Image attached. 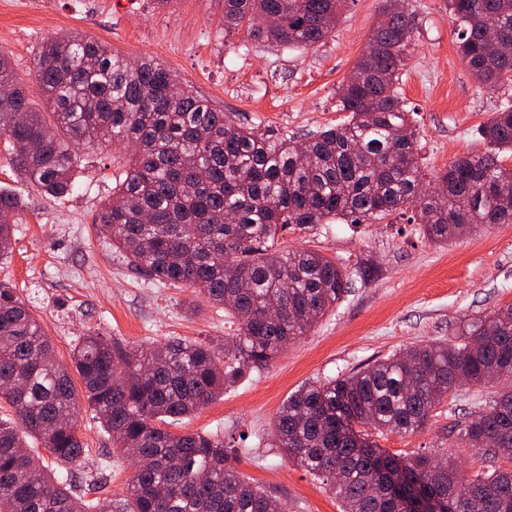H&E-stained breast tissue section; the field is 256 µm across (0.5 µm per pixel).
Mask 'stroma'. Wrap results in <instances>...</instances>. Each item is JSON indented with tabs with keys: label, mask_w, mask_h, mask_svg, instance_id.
I'll use <instances>...</instances> for the list:
<instances>
[{
	"label": "stroma",
	"mask_w": 512,
	"mask_h": 512,
	"mask_svg": "<svg viewBox=\"0 0 512 512\" xmlns=\"http://www.w3.org/2000/svg\"><path fill=\"white\" fill-rule=\"evenodd\" d=\"M382 2L352 0L329 37L304 49L251 39L243 26L225 32L217 0H0V52L29 86L41 42L77 32L116 52L155 58L242 126L300 137L346 121L336 91L363 53ZM407 2L416 26L399 91L432 174L486 151L480 128L512 96V86L487 90L466 69L448 0ZM9 148L0 136V191L18 197L21 207L12 218L11 255L0 262V282L28 302L61 360H69L78 337L90 331L144 348L173 336L233 334L223 308L192 289L146 278L104 236L98 213L127 165L120 146L83 150L74 189L62 197L29 185L12 168ZM278 246L315 250L351 268L369 262L378 275L369 282L352 278L314 329L181 428L223 438L233 465L280 499L285 512H340L319 479L269 446L281 405L305 383L358 371L412 343L448 339L465 320L512 304V224L437 247L421 225L394 213L375 224L291 230L279 236ZM485 397V388L463 386L459 397L436 407L424 431L389 434L377 443L400 457L445 448L476 472L486 465L484 451L462 444L451 429ZM78 431L88 453L74 466L75 475L95 481L94 499L123 496L134 473L132 458L113 451L92 411H80Z\"/></svg>",
	"instance_id": "stroma-1"
}]
</instances>
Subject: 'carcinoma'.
Listing matches in <instances>:
<instances>
[{
    "mask_svg": "<svg viewBox=\"0 0 512 512\" xmlns=\"http://www.w3.org/2000/svg\"><path fill=\"white\" fill-rule=\"evenodd\" d=\"M224 30L313 47L336 28L348 0H219ZM459 55L483 85L512 84V0H448ZM365 51L337 90L341 125L306 142L234 124L180 85L154 58L135 60L78 34L43 42L32 61L31 104L0 53V135L10 163L51 196L75 185L80 145H123L125 178L99 213L103 232L127 263L152 280L194 288L236 324L219 339L169 338L144 349L90 332L71 364L56 357L43 326L14 289L0 283V512H98L71 478L52 476L42 453L75 465L78 434L73 374L112 447L137 455L126 495L106 512H284L271 493L228 463L224 439L171 427L253 371L269 368L311 331L344 293L348 274L320 252L282 251L280 233L342 220L374 224L403 206L426 238L443 244L492 224H512V100L481 129L488 151L427 178L409 110L398 90L414 30L403 9L381 13ZM18 199L0 192V258L9 255V216ZM492 386L481 408L457 422L462 442L485 449L488 465L469 474L457 460L396 458L379 436L423 431L434 409L464 384ZM363 425L355 431L353 425ZM271 446L320 479L342 512H512V305L467 320L454 341L411 345L345 377L301 386L282 404Z\"/></svg>",
    "mask_w": 512,
    "mask_h": 512,
    "instance_id": "cac0c4a2",
    "label": "carcinoma"
}]
</instances>
